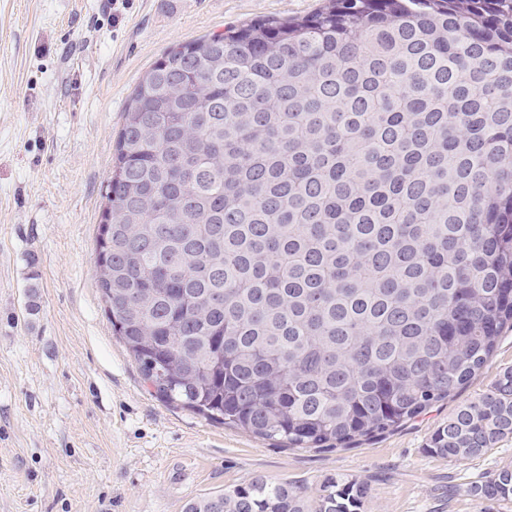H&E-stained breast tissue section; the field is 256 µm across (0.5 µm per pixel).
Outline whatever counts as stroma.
<instances>
[{
	"mask_svg": "<svg viewBox=\"0 0 512 512\" xmlns=\"http://www.w3.org/2000/svg\"><path fill=\"white\" fill-rule=\"evenodd\" d=\"M325 0H0V512H184L255 476L314 497L366 482L362 512H512L469 492L512 439L427 451L512 367V330L456 398L344 449H284L158 399L112 333L95 239L128 96L169 47Z\"/></svg>",
	"mask_w": 512,
	"mask_h": 512,
	"instance_id": "35a3bbf8",
	"label": "stroma"
}]
</instances>
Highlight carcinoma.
<instances>
[{
	"instance_id": "cac0c4a2",
	"label": "carcinoma",
	"mask_w": 512,
	"mask_h": 512,
	"mask_svg": "<svg viewBox=\"0 0 512 512\" xmlns=\"http://www.w3.org/2000/svg\"><path fill=\"white\" fill-rule=\"evenodd\" d=\"M105 312L168 404L348 447L455 397L512 327V0H328L179 43L134 86L96 236ZM512 437V368L431 436ZM512 501V469L471 482ZM262 476L185 512H361Z\"/></svg>"
}]
</instances>
